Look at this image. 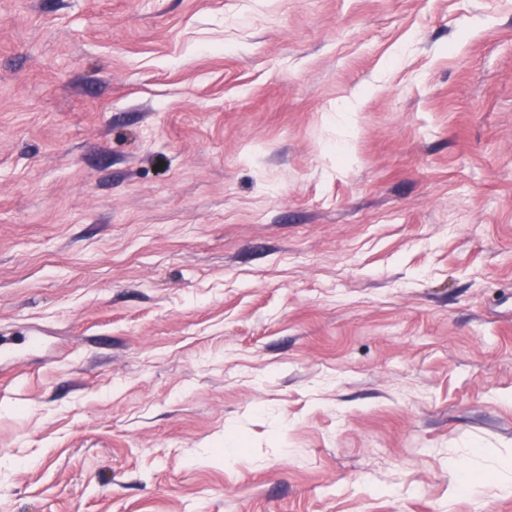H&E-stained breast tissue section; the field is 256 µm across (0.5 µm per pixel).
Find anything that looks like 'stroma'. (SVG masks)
Masks as SVG:
<instances>
[{
    "label": "stroma",
    "mask_w": 512,
    "mask_h": 512,
    "mask_svg": "<svg viewBox=\"0 0 512 512\" xmlns=\"http://www.w3.org/2000/svg\"><path fill=\"white\" fill-rule=\"evenodd\" d=\"M512 0H0V512H512Z\"/></svg>",
    "instance_id": "1"
}]
</instances>
